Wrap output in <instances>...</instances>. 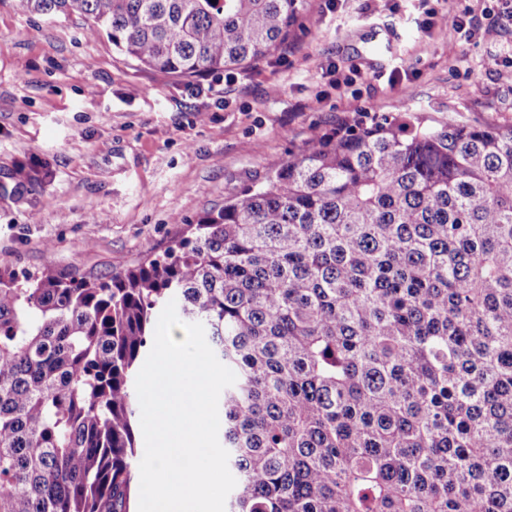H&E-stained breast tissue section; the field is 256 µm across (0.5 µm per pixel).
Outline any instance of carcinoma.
<instances>
[{"instance_id":"cac0c4a2","label":"carcinoma","mask_w":512,"mask_h":512,"mask_svg":"<svg viewBox=\"0 0 512 512\" xmlns=\"http://www.w3.org/2000/svg\"><path fill=\"white\" fill-rule=\"evenodd\" d=\"M190 79L265 58L299 0H16ZM104 278L0 272V512H131L157 314L204 325L225 512H512V126L355 117ZM48 176L14 166L0 198Z\"/></svg>"}]
</instances>
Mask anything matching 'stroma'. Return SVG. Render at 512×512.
<instances>
[{
  "instance_id": "obj_1",
  "label": "stroma",
  "mask_w": 512,
  "mask_h": 512,
  "mask_svg": "<svg viewBox=\"0 0 512 512\" xmlns=\"http://www.w3.org/2000/svg\"><path fill=\"white\" fill-rule=\"evenodd\" d=\"M500 0H302L271 57L176 78L90 37L79 13L47 17L0 0V177L36 160L52 173L0 199V270L101 277L162 253L207 209L290 158L313 129L358 113L418 112L512 126L502 46L464 37ZM401 68L403 82L375 80Z\"/></svg>"
}]
</instances>
